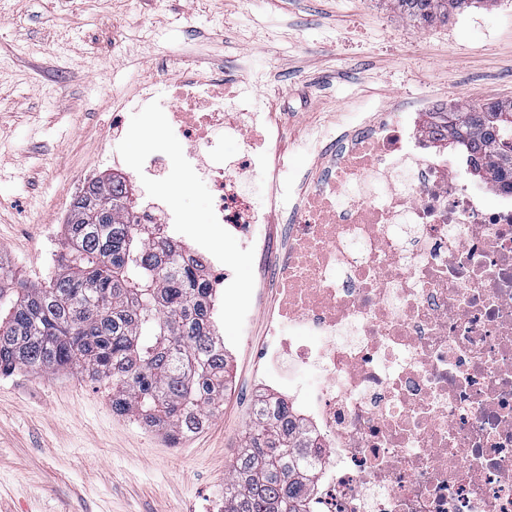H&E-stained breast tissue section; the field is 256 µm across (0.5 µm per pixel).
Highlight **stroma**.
Returning a JSON list of instances; mask_svg holds the SVG:
<instances>
[{
  "instance_id": "1",
  "label": "stroma",
  "mask_w": 512,
  "mask_h": 512,
  "mask_svg": "<svg viewBox=\"0 0 512 512\" xmlns=\"http://www.w3.org/2000/svg\"><path fill=\"white\" fill-rule=\"evenodd\" d=\"M198 63L247 67L279 112L288 202L252 234L283 245L293 211L333 166L330 140L389 112L421 124L452 103L512 101V0L424 28L383 0H0V270L32 283L54 274L46 252L65 245L72 193L91 167L129 177L139 206L179 212L170 235L232 272L213 315L224 404L180 444L113 414L79 373L0 375V512H204L224 496L265 396L273 284L266 257L211 223V184L182 167L184 144L161 130L160 101ZM148 83L158 103L125 107ZM116 115L125 136L105 153ZM152 154L168 172L148 185L134 168Z\"/></svg>"
}]
</instances>
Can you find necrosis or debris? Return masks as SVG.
Listing matches in <instances>:
<instances>
[{"label": "necrosis or debris", "instance_id": "obj_1", "mask_svg": "<svg viewBox=\"0 0 512 512\" xmlns=\"http://www.w3.org/2000/svg\"><path fill=\"white\" fill-rule=\"evenodd\" d=\"M191 78L170 93V137L209 177L211 221L271 223L238 187L277 175L280 121L239 75ZM221 127L244 142L231 168L199 161ZM432 136L396 119L336 146V168L306 197L270 269L288 336L266 348L265 379L317 370L286 401L316 445L311 512H512V191L487 201Z\"/></svg>", "mask_w": 512, "mask_h": 512}]
</instances>
